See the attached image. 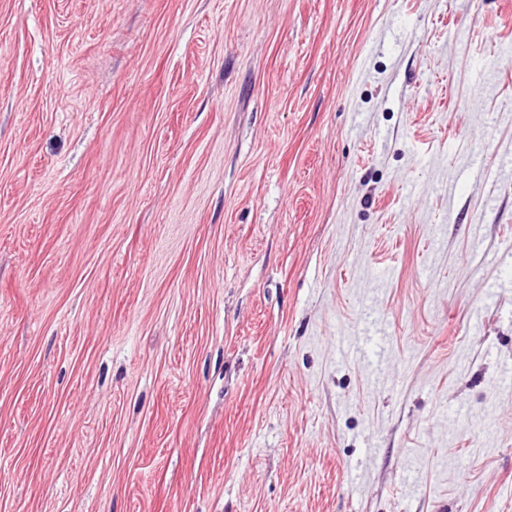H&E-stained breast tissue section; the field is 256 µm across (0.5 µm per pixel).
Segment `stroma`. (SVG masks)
<instances>
[{"label":"stroma","instance_id":"35a3bbf8","mask_svg":"<svg viewBox=\"0 0 512 512\" xmlns=\"http://www.w3.org/2000/svg\"><path fill=\"white\" fill-rule=\"evenodd\" d=\"M512 0H0V512H512Z\"/></svg>","mask_w":512,"mask_h":512}]
</instances>
